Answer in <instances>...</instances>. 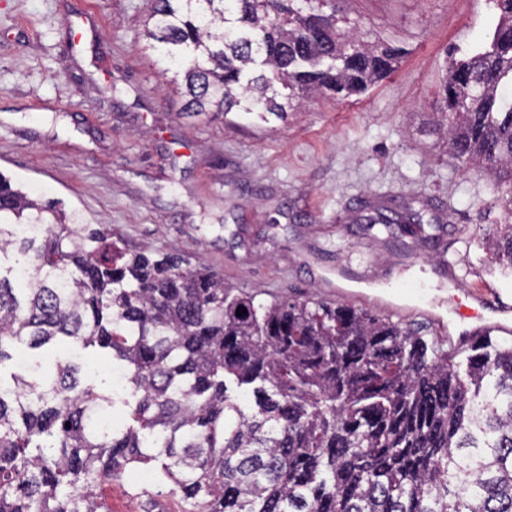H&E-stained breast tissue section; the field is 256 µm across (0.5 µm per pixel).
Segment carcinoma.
Instances as JSON below:
<instances>
[{"label": "carcinoma", "instance_id": "cac0c4a2", "mask_svg": "<svg viewBox=\"0 0 512 512\" xmlns=\"http://www.w3.org/2000/svg\"><path fill=\"white\" fill-rule=\"evenodd\" d=\"M154 0L145 36L186 111L280 117L364 93L401 49L341 32L331 0ZM451 65L437 120L463 167L512 172V0ZM402 225L410 237L419 224ZM132 252L0 177V512H107L97 488L152 464L185 512H512V344L445 350L325 300L260 303L204 264ZM246 314L236 315L237 308ZM66 343L125 367L126 422Z\"/></svg>", "mask_w": 512, "mask_h": 512}]
</instances>
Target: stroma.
<instances>
[{"instance_id":"35a3bbf8","label":"stroma","mask_w":512,"mask_h":512,"mask_svg":"<svg viewBox=\"0 0 512 512\" xmlns=\"http://www.w3.org/2000/svg\"><path fill=\"white\" fill-rule=\"evenodd\" d=\"M153 0H0V172L129 248L177 251L226 286L335 301L386 293L392 268L452 263L459 285L430 295L466 310L468 291L512 295V270L488 241L512 222V181L459 165L438 144V89L452 60L486 44L492 0H336L365 40L402 50L395 72L339 101L313 94L286 118L195 116L147 50ZM416 215L423 238H390L385 210ZM76 357L94 391L112 361ZM114 480L112 512H183L170 484Z\"/></svg>"}]
</instances>
